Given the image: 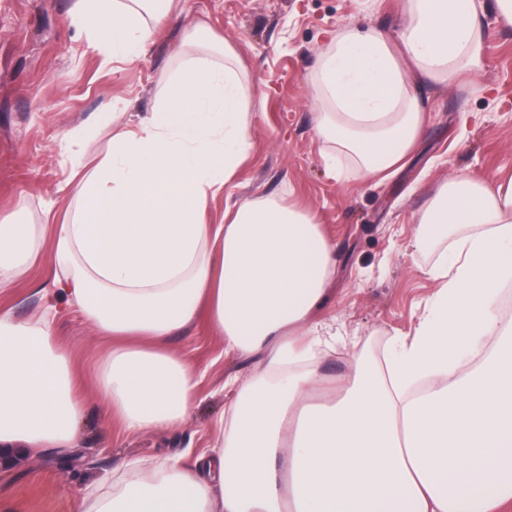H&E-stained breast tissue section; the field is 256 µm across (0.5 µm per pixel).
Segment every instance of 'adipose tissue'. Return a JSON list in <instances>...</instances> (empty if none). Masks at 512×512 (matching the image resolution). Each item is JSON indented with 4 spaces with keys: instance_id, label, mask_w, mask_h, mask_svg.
I'll return each instance as SVG.
<instances>
[{
    "instance_id": "1",
    "label": "adipose tissue",
    "mask_w": 512,
    "mask_h": 512,
    "mask_svg": "<svg viewBox=\"0 0 512 512\" xmlns=\"http://www.w3.org/2000/svg\"><path fill=\"white\" fill-rule=\"evenodd\" d=\"M173 0H74L88 45L139 59L148 19ZM398 41L341 26L310 82L328 161L360 180L400 170L420 139L431 90L487 69L482 0H403ZM161 100L112 130V154L73 166L66 218L0 224V291L51 242L52 286L112 347L94 395L127 433L181 424L197 370L167 340L205 315L225 351L255 365L208 457L130 463L86 486L80 512H512V179L456 174L420 212L412 247L435 254L438 288L387 367L352 355L336 399L314 404L325 338L310 323L336 268V243L295 204L245 199L207 224L209 198L251 149V95L225 50L159 79ZM85 413L55 311L0 310V452L74 447Z\"/></svg>"
}]
</instances>
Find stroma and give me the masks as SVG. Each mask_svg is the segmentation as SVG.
Returning <instances> with one entry per match:
<instances>
[{
  "label": "stroma",
  "mask_w": 512,
  "mask_h": 512,
  "mask_svg": "<svg viewBox=\"0 0 512 512\" xmlns=\"http://www.w3.org/2000/svg\"><path fill=\"white\" fill-rule=\"evenodd\" d=\"M73 0H0V223L25 217L52 225L75 157L98 163L108 152V111L144 115L160 98L158 79L174 70L196 27H204L240 59L251 89L253 138L246 162L223 194L211 199L205 221H224L227 201L288 197L315 215L336 240V275L315 321L331 323L346 342L377 358L395 336L412 337L426 299L435 257L413 253L415 215L436 187L465 171L512 173V30L487 10L491 92L466 83L432 93L425 131L406 166L367 184L346 164L330 169L314 134L309 80L326 34L340 26L381 30L398 40L400 0H176L151 21L146 57L112 60L89 49L71 16ZM52 263L43 250L28 276L0 293V308L30 320L54 303L47 285ZM60 333L74 369L93 380L109 340L79 314L61 309ZM167 346L200 372L196 399L176 428L137 435L105 424L93 393L75 454L30 453L0 467V512H79L83 488L126 461L193 456L210 448L216 422L234 402L228 376L253 368L224 350L197 320Z\"/></svg>",
  "instance_id": "35a3bbf8"
}]
</instances>
